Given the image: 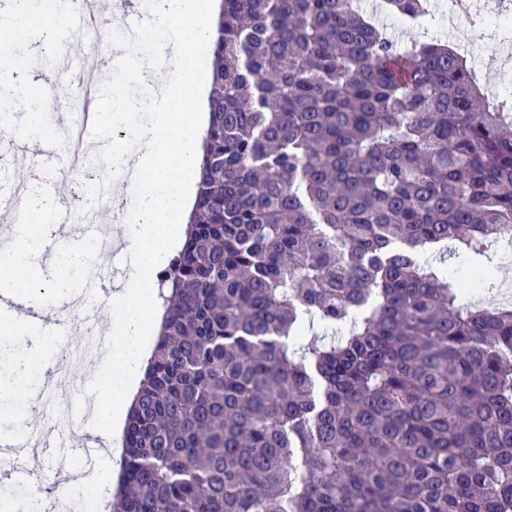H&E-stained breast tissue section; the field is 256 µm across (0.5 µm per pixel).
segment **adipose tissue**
<instances>
[{"label": "adipose tissue", "mask_w": 512, "mask_h": 512, "mask_svg": "<svg viewBox=\"0 0 512 512\" xmlns=\"http://www.w3.org/2000/svg\"><path fill=\"white\" fill-rule=\"evenodd\" d=\"M150 8L158 12L168 39L158 49L156 64L147 71L157 90L152 120L135 131V146L125 153L123 175L124 180L138 186V205L146 221L135 229L125 228L113 235L125 254L128 279L116 286L110 299L103 303L110 323L106 334L112 348L89 367L96 384L109 397L108 402L94 405V420L102 427L100 436L108 453L100 458L89 479L105 503L110 502L118 477L125 409L136 395L141 367L151 356L152 336L163 314L157 301L158 291L148 286L147 276L166 266L184 240L201 160V109L207 104L206 87L211 79L202 65H184L183 49L190 44H211L213 27L207 17L216 9L213 0H151ZM187 14L200 19L190 30L180 24L181 17ZM188 98L198 102L199 111H180V104ZM171 153L182 158L180 167L174 170L165 165V158ZM45 240V232L28 225L19 228L18 246L0 258V289L29 305H39L41 294L46 291L56 301L80 308L82 302L76 287L89 275V259L77 246L56 251L51 265L66 271L67 276L53 279L48 290H41L35 272L46 250ZM41 346L39 339H31L28 355L12 361L8 373L0 378V397L38 395L41 383L33 377L32 369Z\"/></svg>", "instance_id": "obj_1"}]
</instances>
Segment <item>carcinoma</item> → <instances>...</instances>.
Segmentation results:
<instances>
[{
	"instance_id": "obj_1",
	"label": "carcinoma",
	"mask_w": 512,
	"mask_h": 512,
	"mask_svg": "<svg viewBox=\"0 0 512 512\" xmlns=\"http://www.w3.org/2000/svg\"><path fill=\"white\" fill-rule=\"evenodd\" d=\"M212 56L110 512H512V306L419 262L441 245L495 287L512 95L358 0H220Z\"/></svg>"
}]
</instances>
